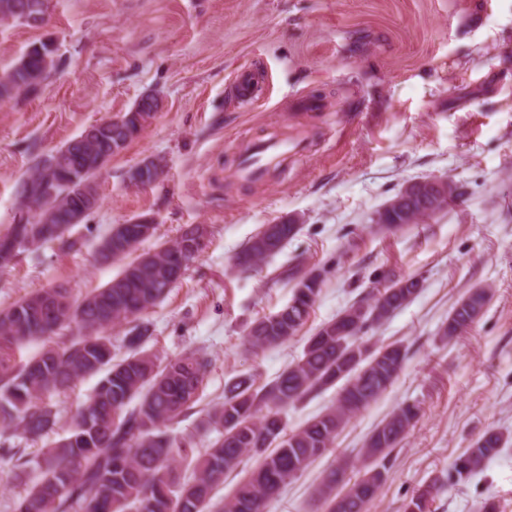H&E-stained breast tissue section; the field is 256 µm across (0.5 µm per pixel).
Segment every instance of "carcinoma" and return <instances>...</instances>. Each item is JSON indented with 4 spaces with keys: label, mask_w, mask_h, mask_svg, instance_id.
<instances>
[{
    "label": "carcinoma",
    "mask_w": 512,
    "mask_h": 512,
    "mask_svg": "<svg viewBox=\"0 0 512 512\" xmlns=\"http://www.w3.org/2000/svg\"><path fill=\"white\" fill-rule=\"evenodd\" d=\"M46 13V0H0V20L30 24L34 14ZM52 43L39 40L15 61L0 67V102L39 95L46 80L57 74ZM160 98L146 94L127 112L118 126L101 119L94 142L78 135L41 155L31 168L40 174L56 159L54 193L40 197V178L23 180L17 189L18 217L0 234V271L20 254L36 253L56 243L66 251L76 247L74 217L82 213L77 186L98 194L101 155L114 156L117 140L129 144L144 124L155 117ZM457 193L441 201L437 211L411 199L401 210L386 207L372 222L388 230L410 227L417 215L430 220L448 211ZM256 233L236 254L242 272L259 267L274 252ZM111 235L97 245L103 263L121 270L101 288L80 299L56 285L26 295L0 309V427L27 443L57 433L61 412L54 399L66 394L86 376H100L89 400L70 418L59 439L33 457L20 455L16 467L36 473L19 497L16 512H266L269 501L333 447L340 431L357 413L375 403L394 384L408 358L401 343L371 345L365 335L410 304L420 292L415 276L392 278L384 274L359 301L318 327L308 337L302 354L270 383L257 387L250 378L224 386V402L200 411L191 431L175 434L172 426L186 418L200 399L199 392L210 362L198 352H185L166 361L145 349L152 340L151 324L141 316L155 307L175 285L168 269L188 270L204 251L190 230L161 243L156 261L140 266L133 257L144 238L126 240L120 254L108 249ZM326 271L300 264L280 273L294 282L288 304L251 324L246 343L252 349L284 344L306 324L324 283ZM491 298L488 288H473L461 297L438 337L450 343L483 316ZM133 321L123 337L126 352L112 355V326ZM39 342L38 352L26 361L12 355L15 346ZM338 387L336 403L295 430H288L282 413L312 394ZM420 404L405 402L388 414L369 434L357 462L343 460L326 471L314 486L311 499L324 512L341 496L342 512H364L387 482L393 451L418 418ZM216 437L201 446L200 432ZM508 439L495 429L486 430L455 457L448 469L422 484L403 504V512H430L446 488L461 484L505 447ZM257 465L223 501L213 492L224 476L238 468L243 457Z\"/></svg>",
    "instance_id": "1"
}]
</instances>
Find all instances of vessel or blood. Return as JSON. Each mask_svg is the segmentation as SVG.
Masks as SVG:
<instances>
[{
  "label": "vessel or blood",
  "instance_id": "vessel-or-blood-1",
  "mask_svg": "<svg viewBox=\"0 0 512 512\" xmlns=\"http://www.w3.org/2000/svg\"><path fill=\"white\" fill-rule=\"evenodd\" d=\"M302 142L278 138L250 139L244 142L238 157L234 177L251 181L265 180L272 172L288 167V159L303 155Z\"/></svg>",
  "mask_w": 512,
  "mask_h": 512
}]
</instances>
